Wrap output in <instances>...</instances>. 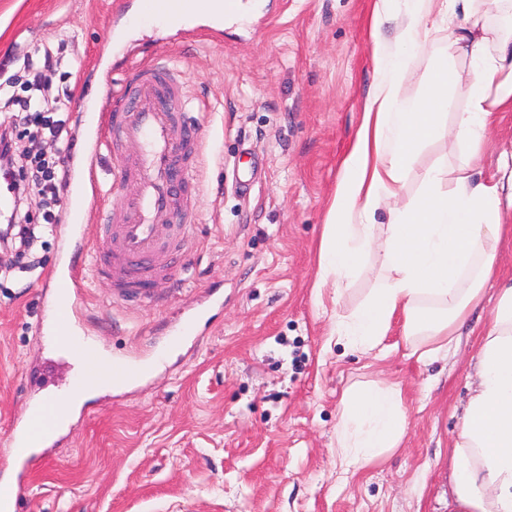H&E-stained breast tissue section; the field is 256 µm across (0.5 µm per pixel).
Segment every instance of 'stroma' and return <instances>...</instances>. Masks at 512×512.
<instances>
[{"mask_svg":"<svg viewBox=\"0 0 512 512\" xmlns=\"http://www.w3.org/2000/svg\"><path fill=\"white\" fill-rule=\"evenodd\" d=\"M137 2L0 0V121L12 113L5 98L25 93V60L52 53L39 109L69 115L66 174L156 56L176 68L182 95L171 109L199 150L180 167L175 262L147 300L121 301L111 274L91 273L76 301L103 359L163 355L137 382L90 400L31 476L20 512H448L452 445L490 302L427 364L397 327L368 353L333 336L335 312L361 302L371 274L337 303L315 286L338 162L373 79L374 0H259L246 22L177 30L147 24ZM447 41L434 30L409 52L407 94ZM133 155L120 143L98 158L116 216L136 186L114 176ZM80 202L87 237H100L96 201L64 188L58 229L0 272V440L24 399L62 402L80 370L37 331L62 226ZM198 311L202 343L166 349L180 317ZM370 382L402 389L408 425L400 448L354 476L336 453V417L344 392Z\"/></svg>","mask_w":512,"mask_h":512,"instance_id":"stroma-1","label":"stroma"}]
</instances>
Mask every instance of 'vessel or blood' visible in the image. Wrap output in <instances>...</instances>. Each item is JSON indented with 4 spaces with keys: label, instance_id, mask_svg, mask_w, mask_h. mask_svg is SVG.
<instances>
[{
    "label": "vessel or blood",
    "instance_id": "vessel-or-blood-1",
    "mask_svg": "<svg viewBox=\"0 0 512 512\" xmlns=\"http://www.w3.org/2000/svg\"><path fill=\"white\" fill-rule=\"evenodd\" d=\"M179 92L180 87L171 77L168 61L157 60L146 67L124 108L100 118L97 123L99 132L84 166L85 182L91 194L96 196L100 193L96 178L97 149L116 142H126L135 147L133 165L122 167L118 176L122 179L135 176L140 182V192L128 200L122 223H113L109 215H102V225L112 230L106 246L90 244L83 224L76 222L68 228L73 256L62 259L54 271L58 285L53 304V337L74 345L81 359L93 361L99 356L95 340L76 335L77 312L69 303L71 296L79 295L84 286L83 265L94 261L101 267L109 264L121 272L142 276L164 272L171 261V241L162 228L164 222L170 221L180 208L168 180V174L176 167L180 154L174 148L179 140L176 117L165 99ZM144 369V364L134 357L113 359L94 375L75 377L70 386V398L79 400L92 387H123ZM26 411L27 424L13 427L6 440L7 446L16 451L13 460L16 481L9 498H0V512H18L27 474L49 464L48 458H34L19 452L28 438L31 422L42 421L51 425L70 419L69 412L47 402L27 404Z\"/></svg>",
    "mask_w": 512,
    "mask_h": 512
}]
</instances>
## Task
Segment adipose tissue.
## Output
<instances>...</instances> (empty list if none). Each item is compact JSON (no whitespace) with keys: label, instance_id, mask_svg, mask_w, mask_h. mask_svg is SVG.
Listing matches in <instances>:
<instances>
[{"label":"adipose tissue","instance_id":"adipose-tissue-1","mask_svg":"<svg viewBox=\"0 0 512 512\" xmlns=\"http://www.w3.org/2000/svg\"><path fill=\"white\" fill-rule=\"evenodd\" d=\"M375 0L371 14L373 84L361 122L339 163L336 191L318 248V284L342 297L380 258L371 288L351 312L337 314L333 332L356 352L381 344L394 324L418 360L446 352L457 324L480 304L495 278L512 176L481 177L485 147L501 110H512V33L485 23L500 0ZM243 0H209L199 12L176 0L166 24H221L247 18ZM396 23L394 41L383 29ZM449 31L444 56L408 100L403 57L429 27ZM467 61L461 75L459 61ZM468 80L467 104L455 89ZM454 135L466 148L458 167L447 158L418 168L426 146ZM412 198H404L410 179ZM408 424L402 392L378 384L349 388L336 420V446L347 470H358L398 448ZM448 498L458 512H512V282L500 284L481 333L475 372L452 448Z\"/></svg>","mask_w":512,"mask_h":512}]
</instances>
